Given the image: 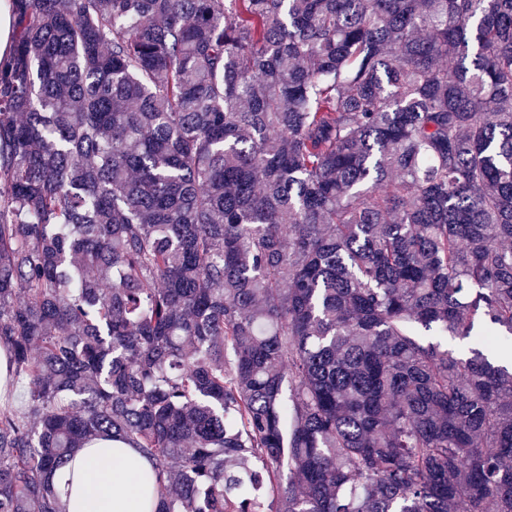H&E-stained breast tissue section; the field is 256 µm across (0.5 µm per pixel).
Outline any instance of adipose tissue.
Listing matches in <instances>:
<instances>
[{
	"label": "adipose tissue",
	"instance_id": "ef3b65f1",
	"mask_svg": "<svg viewBox=\"0 0 512 512\" xmlns=\"http://www.w3.org/2000/svg\"><path fill=\"white\" fill-rule=\"evenodd\" d=\"M150 464L133 449L104 442L78 449L51 478L66 512H144L156 491Z\"/></svg>",
	"mask_w": 512,
	"mask_h": 512
}]
</instances>
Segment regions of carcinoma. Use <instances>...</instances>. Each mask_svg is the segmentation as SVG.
Masks as SVG:
<instances>
[{
    "label": "carcinoma",
    "instance_id": "carcinoma-1",
    "mask_svg": "<svg viewBox=\"0 0 512 512\" xmlns=\"http://www.w3.org/2000/svg\"><path fill=\"white\" fill-rule=\"evenodd\" d=\"M9 9L0 512H512V0ZM51 482L66 512L149 511L142 508L144 494L149 491L153 499L157 489L150 464L132 448H113L112 442L78 449Z\"/></svg>",
    "mask_w": 512,
    "mask_h": 512
}]
</instances>
